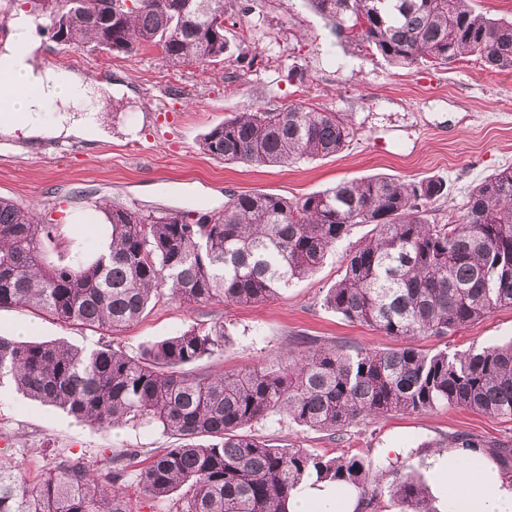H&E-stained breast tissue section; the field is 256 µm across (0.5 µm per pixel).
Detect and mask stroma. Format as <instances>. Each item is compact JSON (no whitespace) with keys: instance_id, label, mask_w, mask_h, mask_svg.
<instances>
[{"instance_id":"35a3bbf8","label":"stroma","mask_w":512,"mask_h":512,"mask_svg":"<svg viewBox=\"0 0 512 512\" xmlns=\"http://www.w3.org/2000/svg\"><path fill=\"white\" fill-rule=\"evenodd\" d=\"M225 35L223 64L203 69L170 67L155 49L131 55L66 52L43 35L44 60L63 61L90 81L112 80L129 91L116 105L99 98L89 103L110 124L111 141L79 142L61 156L52 141L29 146L0 138V197L36 207L43 223L54 225L52 257L76 262L97 248L95 233L82 224L98 202L120 203L145 216L163 210L217 213L231 193L297 199L377 174L405 181L438 177L449 194L430 205L427 218L445 224L461 214L470 189L512 167V72L488 70L473 56L448 66L395 67L339 37L308 0H229ZM290 105L348 115L353 138L336 156L277 167L227 164L199 145L205 132L236 113ZM369 232V226L354 227L313 276L262 304L192 307L163 295L139 322L114 331L66 326L4 306L0 336L18 338L24 325L22 336L29 341L63 340L85 349L106 343L136 356L189 326L220 322L227 334L224 355L200 365L227 371L276 366L300 337L386 351L397 346L395 337L348 322L324 304L328 288L344 274L346 255ZM511 338L512 306H504L453 336L421 337L415 345L454 352ZM255 431L280 445L366 454L383 466L389 459L382 449L398 448L407 470L422 477L449 437L467 434L512 445V422L448 405L360 421L340 444L284 418ZM177 443L158 428L93 427L30 399L12 383L0 384V451L27 480L39 478L61 454L98 466L128 448L146 458Z\"/></svg>"}]
</instances>
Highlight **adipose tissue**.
I'll return each mask as SVG.
<instances>
[{"label": "adipose tissue", "mask_w": 512, "mask_h": 512, "mask_svg": "<svg viewBox=\"0 0 512 512\" xmlns=\"http://www.w3.org/2000/svg\"><path fill=\"white\" fill-rule=\"evenodd\" d=\"M8 26L11 35L0 43V75L10 80L9 87L0 90V136L19 133L33 143L110 140V128L87 103L94 95L122 99L123 89L40 63L42 37L23 12H13ZM429 482L444 512H512V481L485 453L443 449ZM357 504L358 495L350 487L303 483L292 491L288 512H355Z\"/></svg>", "instance_id": "ef3b65f1"}]
</instances>
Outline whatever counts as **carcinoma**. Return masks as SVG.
<instances>
[{
  "mask_svg": "<svg viewBox=\"0 0 512 512\" xmlns=\"http://www.w3.org/2000/svg\"><path fill=\"white\" fill-rule=\"evenodd\" d=\"M97 0H34L52 38L108 53L157 48L175 67L224 62L226 0H131L106 13ZM336 31L393 66L449 64L467 56L512 71V20L471 0H310ZM367 25L356 27L359 17ZM354 135L336 112L288 106L242 112L210 128L201 149L226 163L288 165L340 153ZM448 195L439 178L371 176L291 200L231 194L224 211L197 224L189 213L141 216L96 204L110 226V254L76 264L53 260L54 227L32 209L0 199V307L15 305L69 325L114 330L139 321L151 298L182 304H254L314 274L327 252L359 224L372 234L347 256L324 305L402 344L347 350L302 340L277 368L233 373L197 369L224 355V326H190L131 356L110 344L85 351L61 342L0 336V379L42 403L103 429L133 423L180 439L135 477L148 498L185 487L179 512H288L303 480L356 488L357 512H431L423 484L403 465L370 456H328L278 446L251 431L273 417L343 439L366 418L425 413L440 405L512 421V342L452 355L406 344L445 338L512 305V168L474 186L458 219L428 222ZM205 438L200 444L197 439ZM138 451L106 458V473L60 455L28 481L0 460V512H127L121 480Z\"/></svg>",
  "mask_w": 512,
  "mask_h": 512,
  "instance_id": "1",
  "label": "carcinoma"
}]
</instances>
